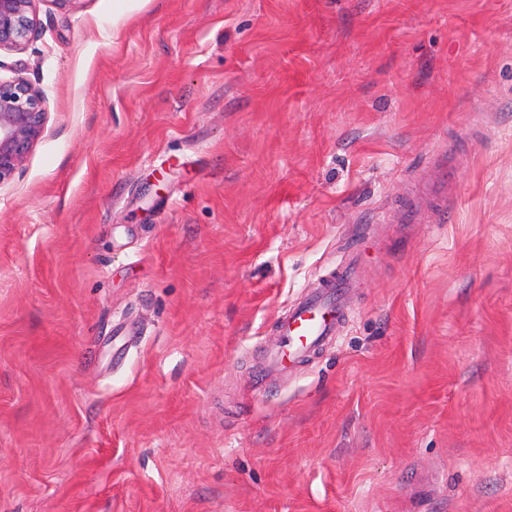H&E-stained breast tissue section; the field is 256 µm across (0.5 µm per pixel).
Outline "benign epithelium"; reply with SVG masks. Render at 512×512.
I'll return each mask as SVG.
<instances>
[{"mask_svg": "<svg viewBox=\"0 0 512 512\" xmlns=\"http://www.w3.org/2000/svg\"><path fill=\"white\" fill-rule=\"evenodd\" d=\"M38 0H0V50L24 49L36 30ZM46 96L21 72L0 77V185L9 181L41 137Z\"/></svg>", "mask_w": 512, "mask_h": 512, "instance_id": "7a95c632", "label": "benign epithelium"}]
</instances>
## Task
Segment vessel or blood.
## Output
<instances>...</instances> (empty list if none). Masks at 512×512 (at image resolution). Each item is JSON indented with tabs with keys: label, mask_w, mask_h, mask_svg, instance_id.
Here are the masks:
<instances>
[{
	"label": "vessel or blood",
	"mask_w": 512,
	"mask_h": 512,
	"mask_svg": "<svg viewBox=\"0 0 512 512\" xmlns=\"http://www.w3.org/2000/svg\"><path fill=\"white\" fill-rule=\"evenodd\" d=\"M450 193L447 177H422L411 193L408 207L393 215L391 221L417 224L426 217L435 223H444ZM347 280L344 273L328 277L303 302L289 308L280 324L281 341L266 354L268 367L287 372L309 352L333 341L346 317Z\"/></svg>",
	"instance_id": "1"
}]
</instances>
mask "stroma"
<instances>
[{
  "instance_id": "obj_1",
  "label": "stroma",
  "mask_w": 512,
  "mask_h": 512,
  "mask_svg": "<svg viewBox=\"0 0 512 512\" xmlns=\"http://www.w3.org/2000/svg\"><path fill=\"white\" fill-rule=\"evenodd\" d=\"M16 71L0 512H512V0H39ZM441 147L448 218L398 237ZM46 96L21 72L0 75V186L8 182L41 137L46 122ZM350 274L330 276L305 300L289 308L282 318L281 341L266 354L268 367L287 372L309 352L333 341L340 323L347 316V291Z\"/></svg>"
}]
</instances>
